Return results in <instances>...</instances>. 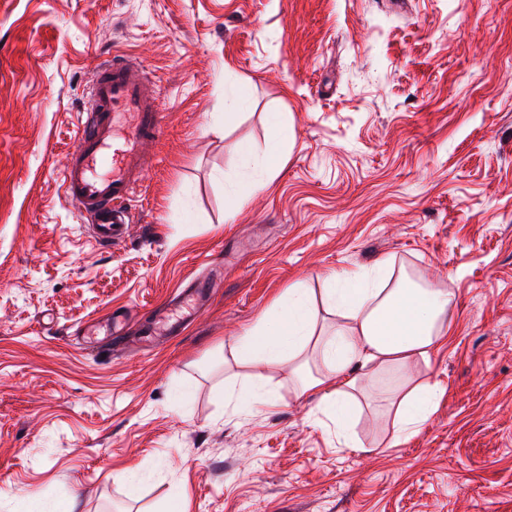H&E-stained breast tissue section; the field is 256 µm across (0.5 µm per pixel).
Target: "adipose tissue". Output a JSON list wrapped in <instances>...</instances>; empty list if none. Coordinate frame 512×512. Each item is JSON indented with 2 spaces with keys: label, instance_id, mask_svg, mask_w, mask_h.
Listing matches in <instances>:
<instances>
[{
  "label": "adipose tissue",
  "instance_id": "adipose-tissue-1",
  "mask_svg": "<svg viewBox=\"0 0 512 512\" xmlns=\"http://www.w3.org/2000/svg\"><path fill=\"white\" fill-rule=\"evenodd\" d=\"M390 264L382 261L334 278L326 302L336 311V327L316 336V315L302 284L288 290L278 312V328L259 322L234 341L244 359L269 365L297 363L309 344L318 347L320 369L302 378V393L319 396V407L336 429L339 443L354 447L349 433L358 393L384 372L410 362L429 363L446 338L457 298L444 288H420L407 275L389 276ZM395 404L399 437L417 434L434 411L442 392L439 383L401 385Z\"/></svg>",
  "mask_w": 512,
  "mask_h": 512
}]
</instances>
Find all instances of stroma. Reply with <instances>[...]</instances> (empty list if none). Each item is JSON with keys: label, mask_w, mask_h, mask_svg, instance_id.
I'll return each mask as SVG.
<instances>
[{"label": "stroma", "mask_w": 512, "mask_h": 512, "mask_svg": "<svg viewBox=\"0 0 512 512\" xmlns=\"http://www.w3.org/2000/svg\"><path fill=\"white\" fill-rule=\"evenodd\" d=\"M160 84L124 242L57 171L110 53ZM246 88L232 115L224 95ZM293 136L274 150L271 121ZM276 155L271 179L245 155ZM389 260L457 296L430 363L380 376L356 448L288 365L234 415L220 357L289 288ZM223 271L180 335L151 310ZM123 344L79 348L72 328ZM445 392L395 438V377ZM512 512V0H0V512Z\"/></svg>", "instance_id": "1"}]
</instances>
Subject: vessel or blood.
<instances>
[{
    "label": "vessel or blood",
    "instance_id": "1",
    "mask_svg": "<svg viewBox=\"0 0 512 512\" xmlns=\"http://www.w3.org/2000/svg\"><path fill=\"white\" fill-rule=\"evenodd\" d=\"M164 133L155 78L135 56L113 55L88 85L87 108L59 172L67 201L97 242L124 237L127 204Z\"/></svg>",
    "mask_w": 512,
    "mask_h": 512
}]
</instances>
